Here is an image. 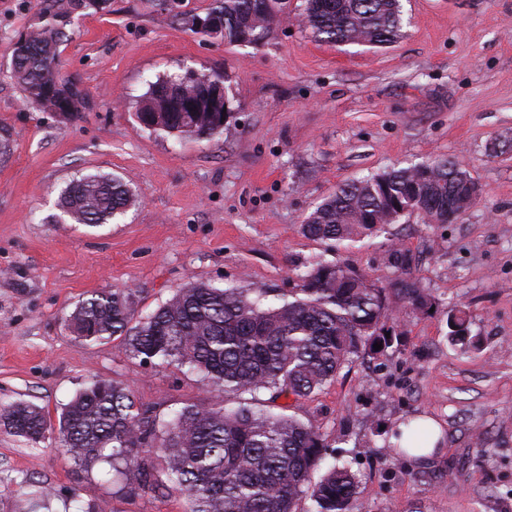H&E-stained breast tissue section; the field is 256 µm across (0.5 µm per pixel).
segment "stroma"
<instances>
[{"mask_svg":"<svg viewBox=\"0 0 512 512\" xmlns=\"http://www.w3.org/2000/svg\"><path fill=\"white\" fill-rule=\"evenodd\" d=\"M403 35L370 49L318 42L291 0L269 36L230 43L192 32L213 0H108L78 13L60 46L63 76L90 106L33 109L11 78L12 47L41 0H0V402L57 418L95 377L125 383L169 413L208 397L199 377L127 358L120 342L75 338L67 316L92 294L134 293L152 313L190 282L287 296L297 275L338 260L378 285L393 278L389 242L419 259L431 310L400 316L401 343L358 359L297 412L326 434L348 428L336 460L360 483L357 512H512V0H401ZM222 72L232 113L217 141L177 143L135 112L157 78ZM438 157L483 188L450 224L404 218L391 237L333 253L305 237L304 217L349 180ZM115 175L136 204L110 223L63 222L62 188ZM471 316L478 347L452 344L447 313ZM437 420L428 458L398 457L375 436ZM0 512H23L45 488L53 512L107 502L108 512H182L177 496L133 491L108 466L81 471L62 449L0 427Z\"/></svg>","mask_w":512,"mask_h":512,"instance_id":"obj_1","label":"stroma"}]
</instances>
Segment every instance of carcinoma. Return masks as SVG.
<instances>
[{"label": "carcinoma", "mask_w": 512, "mask_h": 512, "mask_svg": "<svg viewBox=\"0 0 512 512\" xmlns=\"http://www.w3.org/2000/svg\"><path fill=\"white\" fill-rule=\"evenodd\" d=\"M211 14L224 19V39L257 43L290 0H214ZM92 0H42L14 46L11 74L27 102L40 112L72 115L89 108L80 84L61 75L59 45L75 15ZM305 27L333 45L382 48L402 36L400 0H306ZM223 74L191 71L160 77L143 97L136 117L150 116L151 130L182 141H217L224 123L207 104L180 108ZM470 175L448 158L392 169L339 186L307 215L302 233L333 251L386 233L415 211L430 224H448L470 207ZM134 202L117 177L86 175L68 183L58 206L76 224H106ZM396 273L379 286L345 263L320 261L298 274L288 297L267 302L265 288H219L194 283L176 290L150 315L134 320L133 292L114 289L79 303L68 328L99 342L119 336L123 353L142 363L174 364L200 375L224 397L191 403L165 415L138 401L123 382L94 378L61 410L52 425L43 408L24 401L0 403V426L28 442L63 449L78 468L99 464L112 478L155 495L178 493L183 512H353L358 477L347 464L318 474L329 437L303 420L281 397L310 400L340 371L365 355L391 348L399 336L394 313L427 304L413 276L418 257L388 246ZM464 310L448 313L451 341L473 346ZM267 395V400L258 398Z\"/></svg>", "instance_id": "cac0c4a2"}]
</instances>
